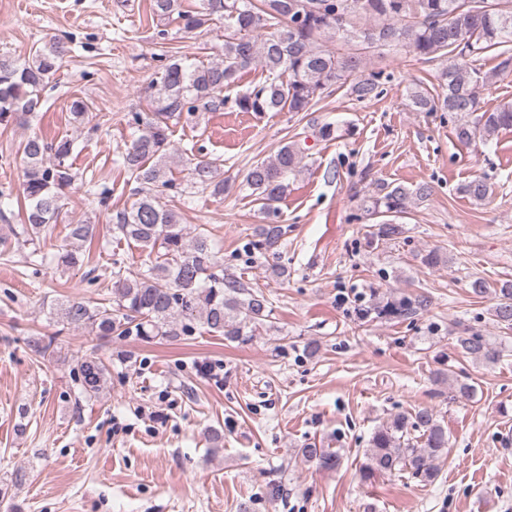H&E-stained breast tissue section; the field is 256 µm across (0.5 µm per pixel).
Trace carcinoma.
<instances>
[{
  "mask_svg": "<svg viewBox=\"0 0 512 512\" xmlns=\"http://www.w3.org/2000/svg\"><path fill=\"white\" fill-rule=\"evenodd\" d=\"M153 13L175 19L187 33L200 30L218 16L224 19V49L207 64L187 65L175 54H164L146 92L150 112L131 113L134 137L122 154L128 181L137 184V199L128 209L112 214V232L156 254L147 269L132 273L118 263L110 272L112 288L95 302L64 300L51 308L52 317L68 326L86 329L101 339L136 336L143 340H175L198 330L244 342L271 313L270 300L252 290L240 278L224 271V263L204 230L186 231L176 211L160 205L158 197L145 192L153 186L181 194L186 188L169 176L170 125L190 119L198 112L224 107V88L253 65L268 72V79L235 99L242 112L262 116L268 112H306L331 95L348 78L350 95L358 101L379 96L383 72L362 74L369 53L401 48L419 58L440 62L442 93L433 95L417 84L408 90L410 106L418 112H446L451 117L478 111L476 90L497 73H483L467 66L463 58L489 49H500L499 71L512 69V0H200L186 10L182 0H153ZM325 34L339 37L343 51L320 46ZM68 48L50 40L30 51L22 61L0 56V125L33 115L41 107V91L63 66ZM512 127V103L483 112L475 121L456 125L460 142L471 145L488 141L502 128ZM74 141L48 140L34 135L19 146L23 162L24 214L21 235L35 244L64 209L66 190L76 173L66 163ZM302 160L298 142L282 144L273 158L250 165L244 186L270 219L251 250L279 256L285 229L277 223L278 203L288 191V179L299 172ZM192 187L201 194H224V181L217 179L211 162H189ZM461 191L476 203L485 201L490 187L474 179ZM432 188L421 184L383 186L369 199L367 211L383 218L372 236L392 239L402 233L394 219L401 217L409 200L424 199ZM97 225L90 219L72 222L69 237L92 242ZM80 262L79 250L64 248L40 256V265L70 268ZM504 301L494 309L496 320L512 328V284L500 287ZM427 306V298H382L360 312L366 317L408 319ZM56 337L33 336L29 346L51 360ZM461 353L490 360L499 355L484 336L472 332L458 339ZM82 393L92 398L102 390L109 365L94 356L76 360ZM448 452V432L432 410L419 407L398 413L378 427L366 450L360 474L365 481L379 473L406 471L424 483L438 476L437 461ZM301 457L323 468H335L340 456L327 448L309 444L299 449ZM29 474L15 470L10 482L0 484V504L19 512L11 489L26 483Z\"/></svg>",
  "mask_w": 512,
  "mask_h": 512,
  "instance_id": "cac0c4a2",
  "label": "carcinoma"
}]
</instances>
